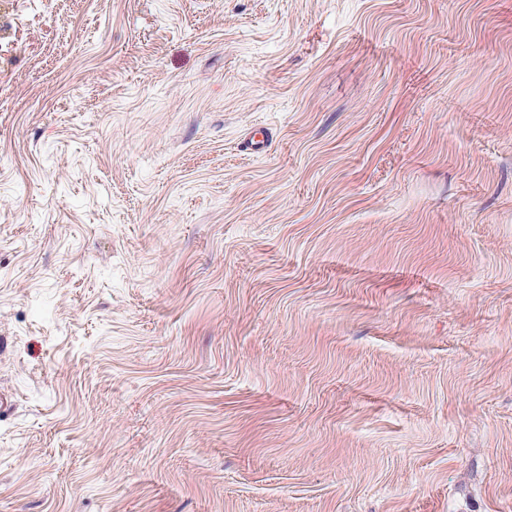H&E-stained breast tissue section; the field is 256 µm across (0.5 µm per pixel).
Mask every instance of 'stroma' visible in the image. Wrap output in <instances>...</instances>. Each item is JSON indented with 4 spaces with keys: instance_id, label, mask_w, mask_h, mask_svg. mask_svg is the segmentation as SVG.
<instances>
[{
    "instance_id": "1",
    "label": "stroma",
    "mask_w": 512,
    "mask_h": 512,
    "mask_svg": "<svg viewBox=\"0 0 512 512\" xmlns=\"http://www.w3.org/2000/svg\"><path fill=\"white\" fill-rule=\"evenodd\" d=\"M0 390V512H512V0H0Z\"/></svg>"
}]
</instances>
